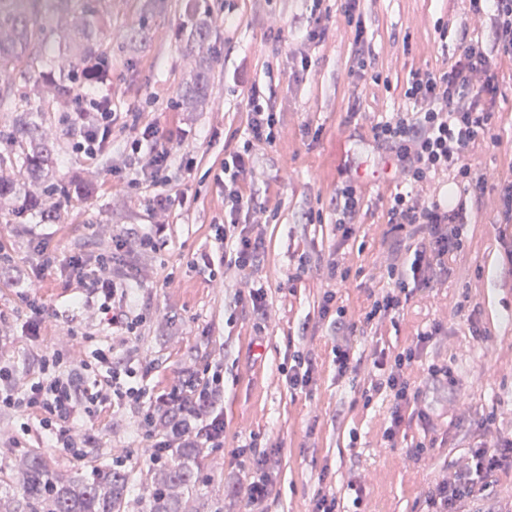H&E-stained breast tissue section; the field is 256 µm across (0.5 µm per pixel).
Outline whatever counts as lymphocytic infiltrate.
I'll use <instances>...</instances> for the list:
<instances>
[{
	"instance_id": "obj_1",
	"label": "lymphocytic infiltrate",
	"mask_w": 512,
	"mask_h": 512,
	"mask_svg": "<svg viewBox=\"0 0 512 512\" xmlns=\"http://www.w3.org/2000/svg\"><path fill=\"white\" fill-rule=\"evenodd\" d=\"M472 14L488 16L489 37L457 30L458 52L446 70L411 72L404 96L412 101L409 112H394L371 123L368 136L373 145L391 154L404 191L383 201L393 240L385 266L388 286L360 315L358 322L346 319V309L338 305L335 292H326L319 317L329 322L336 335L332 347L338 375L356 373L351 337L360 327H374L399 316L413 290L434 288L451 277L449 257L460 254L466 244L464 228L487 191L485 175L469 162L474 150L494 141L497 116L494 98L497 75L494 60L512 58V0H468ZM360 0H343L341 11L347 24L355 28L354 59L350 69L356 76L371 75L372 52L359 12ZM84 74L95 92H80L81 108L76 109L74 127L79 128L78 148L96 156L112 133L116 114L108 93L112 85L109 66L93 59ZM247 125L242 144L224 162V221L212 225L214 241L221 248L220 266L225 273L249 275L265 253L262 233L256 232V218L267 213L264 205L248 192L255 170V151L273 144L279 119L263 103L257 84L247 88ZM129 128L134 137L132 153H147L141 167L151 185L167 183L170 152L160 146V131L152 125L140 126L131 115ZM449 173L458 196L441 200L423 195L422 190L437 174ZM336 234L347 242L356 234L365 204L361 188L346 179L336 188ZM168 225L153 224L146 231L128 229L112 239L111 250L92 257L71 256L66 264L83 304L98 306L112 328L109 340L89 346L80 361L53 350L41 355L37 374L20 375L12 365L0 364V417L8 422L7 434L14 447L36 436L48 447L58 448L74 461H85L98 436L89 423L103 409L132 408L140 416L143 435L150 447L147 466L163 463L176 448H220L224 445V413L219 406L224 390L220 365L208 363L193 368L175 384L156 389L151 384L153 364L129 356L146 321L144 314L120 299L119 290L131 256L154 253L165 244ZM435 323L396 354H373L367 361L371 391L388 393L392 399L389 424L384 432L388 445H395L403 427L412 421L430 426L431 418L422 403L423 391L411 384L409 370L418 362L427 345L440 335ZM512 463V438L495 444L477 442L471 452L475 478L459 474L429 489L428 512H466L476 496L478 483L493 477Z\"/></svg>"
}]
</instances>
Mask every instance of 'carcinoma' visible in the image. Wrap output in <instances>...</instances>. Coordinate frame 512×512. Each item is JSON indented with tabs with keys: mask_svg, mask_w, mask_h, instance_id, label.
Returning <instances> with one entry per match:
<instances>
[{
	"mask_svg": "<svg viewBox=\"0 0 512 512\" xmlns=\"http://www.w3.org/2000/svg\"><path fill=\"white\" fill-rule=\"evenodd\" d=\"M41 0H0V75L14 70L24 59L33 73L43 68L42 48L48 33H67L74 59L103 57V36L107 20L90 0L48 12ZM210 30L206 22L195 20L187 32L186 47L199 55L198 66L180 95L184 112H196L208 102L214 52L204 49ZM79 75L72 73L59 81L60 106L71 103L73 84ZM12 112L8 132L0 133L8 151L0 153V167L16 172L14 181L0 180V197L14 193L26 181H42L53 165L54 147L39 137L28 98L11 88L0 93V112ZM205 448H176L169 461L138 474L122 463L103 465L92 474L61 470L40 453L24 457L11 471L10 480L0 479V512H224V505L198 495Z\"/></svg>",
	"mask_w": 512,
	"mask_h": 512,
	"instance_id": "carcinoma-1",
	"label": "carcinoma"
}]
</instances>
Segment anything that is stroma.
I'll use <instances>...</instances> for the list:
<instances>
[{"instance_id": "35a3bbf8", "label": "stroma", "mask_w": 512, "mask_h": 512, "mask_svg": "<svg viewBox=\"0 0 512 512\" xmlns=\"http://www.w3.org/2000/svg\"><path fill=\"white\" fill-rule=\"evenodd\" d=\"M164 10L146 0H101L112 22V39L103 50L112 68V109L136 112L141 124L172 134L166 194L175 203L167 213L153 210L151 192L139 184V165L130 161L131 133L122 123L95 158L75 148L71 108H59L56 81L75 69L71 54L50 37L43 73L33 75L34 107L44 112L42 129L54 147L52 184L27 183L19 197L0 200V247L14 270L36 268L41 257L21 227L39 225L55 265L36 281L34 291L48 310L38 342L23 330L25 288L12 272L0 274V361L19 371L36 368L38 354L69 350L80 357L70 327L90 333L93 341L110 338L111 326L95 308L84 306L64 270L74 254H96L111 246L126 228L168 222L169 236L159 252L141 255L126 286L131 299L150 306L142 334L132 348L135 359L154 363L157 388L175 384L189 368L212 362L224 368V445L211 450L202 466L201 490L223 497L224 479L237 478V494L225 499L226 512H247V466L236 453L250 435L277 448L271 493L263 512H310L321 483L332 486L340 512H351L350 484L363 488L365 512H425V495L442 479L467 469L473 435L483 422L484 440L494 443L512 434V224L500 223L496 192L466 227L464 251L453 264L448 283L414 291L398 318L351 339L356 357L373 349L393 353L410 344L432 323L444 326L409 372L423 387L432 418L430 431L414 423L388 446L383 434L391 401L375 395L363 403L370 381L367 368L337 376L331 352L332 331L320 320L325 291H335L349 316L364 311L373 295L386 288L384 265L391 242L380 200L396 189L394 171L368 138L354 135L344 122L349 100L359 97L365 121L406 110L403 87L410 71L441 68L458 51L455 28L467 24L488 35L490 21L468 11L466 0H361L360 12L375 59L374 70L388 85L349 73L351 27L340 0H324L328 16L324 40L304 44L298 27L310 14L309 0H166ZM205 20L217 61L210 74V103L201 112L179 107L182 88L196 68L184 48L182 31L189 19ZM447 22L440 39L434 25ZM310 57L302 71V57ZM258 82L269 108L280 118L274 144L256 150L250 185L259 201L275 209V221L263 228L266 250L253 277L212 274L204 256L216 255L210 226L224 219V160L243 141L246 107L237 70ZM499 114L495 143L477 151L473 162L490 183L512 180V59L495 61ZM244 79V80H245ZM352 162L370 207L355 238L336 243L332 199L340 168ZM185 205H177L178 197ZM319 213L310 222L306 213ZM350 267L347 281L329 282L318 264L330 251ZM310 268L296 275L300 254ZM268 289L269 318L257 329L248 309L228 310L237 291L253 281ZM481 329L472 335L468 316ZM315 354L318 370L310 394L289 390L279 368L295 348ZM454 371L453 390L426 385L429 364ZM95 425L99 447L90 449L82 470L123 457L143 471L146 441L135 410L101 412ZM357 439H350V431ZM439 447L415 457L411 450L425 436Z\"/></svg>"}]
</instances>
